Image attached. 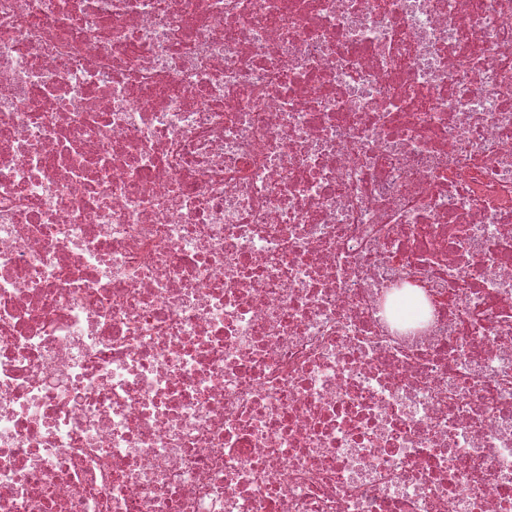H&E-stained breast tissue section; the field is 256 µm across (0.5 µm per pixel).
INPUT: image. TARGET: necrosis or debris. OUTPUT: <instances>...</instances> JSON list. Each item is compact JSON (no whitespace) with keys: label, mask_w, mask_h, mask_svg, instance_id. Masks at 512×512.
I'll use <instances>...</instances> for the list:
<instances>
[{"label":"necrosis or debris","mask_w":512,"mask_h":512,"mask_svg":"<svg viewBox=\"0 0 512 512\" xmlns=\"http://www.w3.org/2000/svg\"><path fill=\"white\" fill-rule=\"evenodd\" d=\"M0 512H512V0H0Z\"/></svg>","instance_id":"necrosis-or-debris-1"}]
</instances>
